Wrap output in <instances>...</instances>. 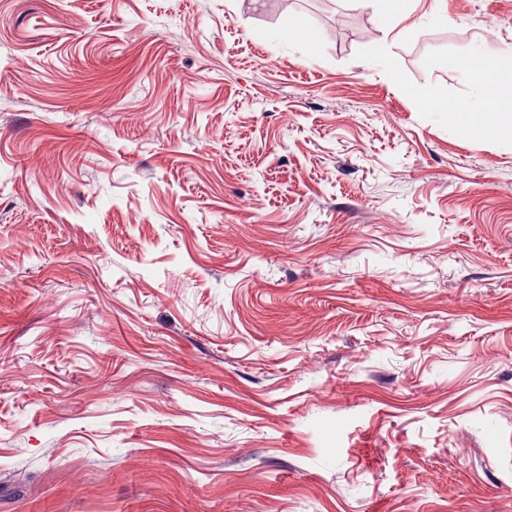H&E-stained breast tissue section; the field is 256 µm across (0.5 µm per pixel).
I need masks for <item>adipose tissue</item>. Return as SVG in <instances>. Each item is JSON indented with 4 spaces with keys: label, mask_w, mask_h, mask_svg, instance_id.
Wrapping results in <instances>:
<instances>
[{
    "label": "adipose tissue",
    "mask_w": 512,
    "mask_h": 512,
    "mask_svg": "<svg viewBox=\"0 0 512 512\" xmlns=\"http://www.w3.org/2000/svg\"><path fill=\"white\" fill-rule=\"evenodd\" d=\"M476 87L477 102L449 114L471 136L512 140V76H503L497 54L464 53L452 61Z\"/></svg>",
    "instance_id": "obj_1"
}]
</instances>
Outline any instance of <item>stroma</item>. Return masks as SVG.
<instances>
[{"mask_svg": "<svg viewBox=\"0 0 512 512\" xmlns=\"http://www.w3.org/2000/svg\"><path fill=\"white\" fill-rule=\"evenodd\" d=\"M295 3L0 0V512H512V0ZM372 6L380 23L385 28H392L396 21L400 4L404 1L400 0H364L362 1ZM451 64L468 76L479 97L459 112H448L450 120L470 136L512 140V75H502L498 55L467 52Z\"/></svg>", "mask_w": 512, "mask_h": 512, "instance_id": "stroma-1", "label": "stroma"}]
</instances>
